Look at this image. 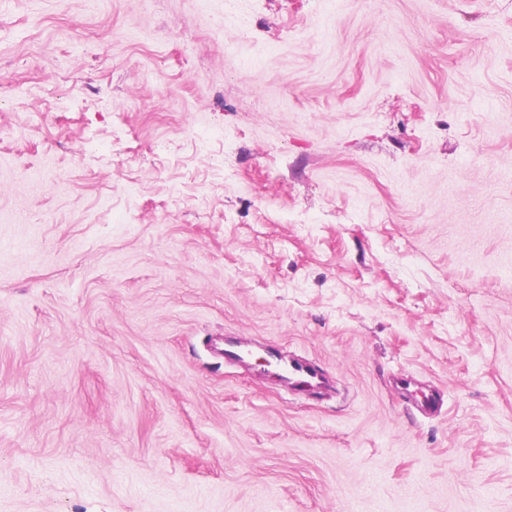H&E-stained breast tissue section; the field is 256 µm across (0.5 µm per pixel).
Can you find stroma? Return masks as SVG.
<instances>
[{
    "label": "stroma",
    "instance_id": "obj_1",
    "mask_svg": "<svg viewBox=\"0 0 512 512\" xmlns=\"http://www.w3.org/2000/svg\"><path fill=\"white\" fill-rule=\"evenodd\" d=\"M0 512H512V0H5Z\"/></svg>",
    "mask_w": 512,
    "mask_h": 512
}]
</instances>
